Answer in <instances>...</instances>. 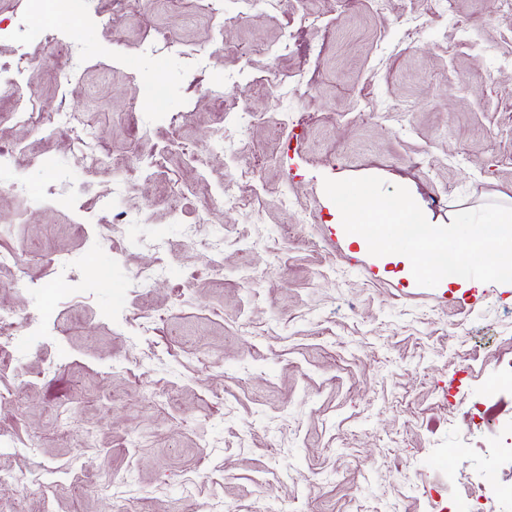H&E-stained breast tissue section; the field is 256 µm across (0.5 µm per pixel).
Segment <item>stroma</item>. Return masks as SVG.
Wrapping results in <instances>:
<instances>
[{"instance_id": "stroma-1", "label": "stroma", "mask_w": 512, "mask_h": 512, "mask_svg": "<svg viewBox=\"0 0 512 512\" xmlns=\"http://www.w3.org/2000/svg\"><path fill=\"white\" fill-rule=\"evenodd\" d=\"M452 2L77 0L73 27L0 0L78 52L25 69L41 126L0 100V310L38 329L0 349L14 512H453L512 477V288L419 286L323 187L377 176L442 225L512 206V12Z\"/></svg>"}]
</instances>
